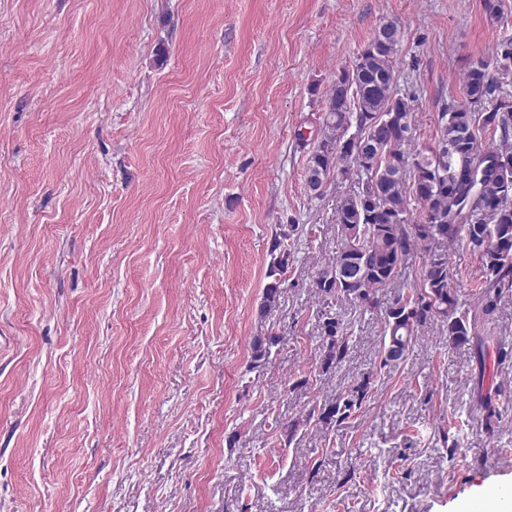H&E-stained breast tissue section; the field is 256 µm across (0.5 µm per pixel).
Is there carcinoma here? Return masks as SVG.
Masks as SVG:
<instances>
[{
	"label": "carcinoma",
	"mask_w": 512,
	"mask_h": 512,
	"mask_svg": "<svg viewBox=\"0 0 512 512\" xmlns=\"http://www.w3.org/2000/svg\"><path fill=\"white\" fill-rule=\"evenodd\" d=\"M403 33L387 21L363 47L353 66L340 71L326 100L320 140L307 164L311 194L329 177L358 181L336 200L335 221L340 239L336 259L317 270L313 287L324 298L346 299L364 308L378 306L377 292L389 287L422 243L440 238L463 241L480 267L478 299L469 308L458 295L448 261L434 262L428 254L418 287L397 297L385 310L383 366L406 356L418 333L440 322L447 325L448 344H472L479 369L475 386L482 388L488 347L496 345L498 361L512 359V350L495 344L485 333L489 320L512 289V37L497 41L494 58L501 75L484 60L472 62L463 78L464 101L442 100L434 144L412 149L417 136L415 95L397 84L396 61ZM370 133L378 142L371 155L354 142ZM421 207L419 222H411V204ZM298 225L274 235L266 276L271 279L260 311H275L282 295L281 277L296 260L291 242ZM487 238L491 247L480 250ZM358 246L350 266L356 283L330 277L345 259L344 248ZM320 370L327 373L351 354L347 327L333 314L318 321ZM283 337H254L251 369H263ZM370 390V377L340 392L336 399L311 407L305 418L288 424V436L300 425L322 428L340 425L356 415Z\"/></svg>",
	"instance_id": "obj_1"
}]
</instances>
